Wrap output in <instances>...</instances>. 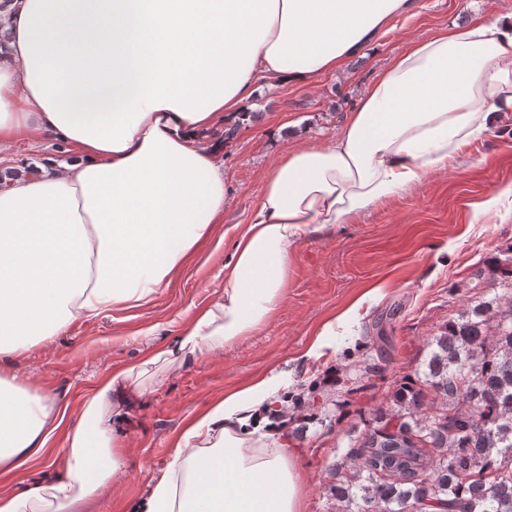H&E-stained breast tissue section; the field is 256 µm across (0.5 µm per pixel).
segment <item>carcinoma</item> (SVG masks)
<instances>
[{
  "label": "carcinoma",
  "mask_w": 512,
  "mask_h": 512,
  "mask_svg": "<svg viewBox=\"0 0 512 512\" xmlns=\"http://www.w3.org/2000/svg\"><path fill=\"white\" fill-rule=\"evenodd\" d=\"M429 342L330 488L339 512H512V245Z\"/></svg>",
  "instance_id": "1"
}]
</instances>
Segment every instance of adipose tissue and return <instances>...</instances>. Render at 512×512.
Wrapping results in <instances>:
<instances>
[{
    "instance_id": "1",
    "label": "adipose tissue",
    "mask_w": 512,
    "mask_h": 512,
    "mask_svg": "<svg viewBox=\"0 0 512 512\" xmlns=\"http://www.w3.org/2000/svg\"><path fill=\"white\" fill-rule=\"evenodd\" d=\"M415 0H11L0 26V150L49 137L70 158L0 188V355L170 288L224 213L221 144L206 131L264 87L313 84ZM512 112V13L411 43L376 74L336 140L273 160L224 290L172 341L112 370L71 412L0 372V474L63 472L0 491V512H78L126 459L113 421L141 396V365L223 351L279 307L303 234L383 205L447 166ZM272 373L214 402L179 435L130 512H306L290 449L262 428Z\"/></svg>"
}]
</instances>
